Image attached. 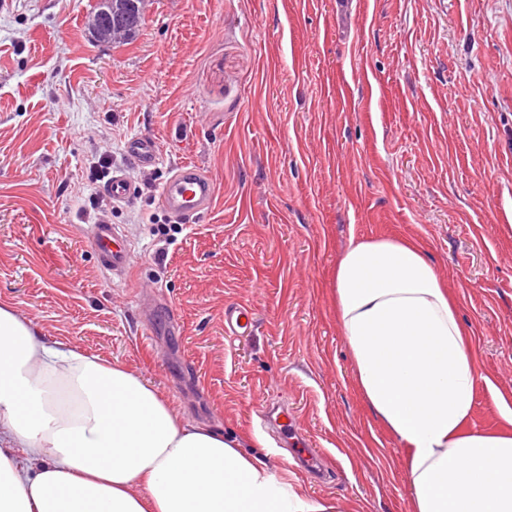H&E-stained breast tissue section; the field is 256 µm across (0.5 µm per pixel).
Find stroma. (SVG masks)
<instances>
[{"label":"stroma","mask_w":512,"mask_h":512,"mask_svg":"<svg viewBox=\"0 0 512 512\" xmlns=\"http://www.w3.org/2000/svg\"><path fill=\"white\" fill-rule=\"evenodd\" d=\"M96 0H0V301L118 362L344 512H410L406 455L354 381L333 304L351 241L427 251L479 373L470 425L512 403V0H148L130 41ZM146 133L160 161L124 146ZM135 188L106 194L99 160ZM192 162L212 208L160 193ZM104 213L124 277L85 229ZM247 307L252 324L224 326ZM288 409L289 430L257 427ZM305 438L333 469L293 459Z\"/></svg>","instance_id":"obj_1"}]
</instances>
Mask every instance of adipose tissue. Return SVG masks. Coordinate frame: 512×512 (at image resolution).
Masks as SVG:
<instances>
[{
    "instance_id": "1",
    "label": "adipose tissue",
    "mask_w": 512,
    "mask_h": 512,
    "mask_svg": "<svg viewBox=\"0 0 512 512\" xmlns=\"http://www.w3.org/2000/svg\"><path fill=\"white\" fill-rule=\"evenodd\" d=\"M355 382L405 448L412 512H512V433L469 425L481 380L426 252L354 240L333 280ZM0 512H335L119 363L0 303Z\"/></svg>"
}]
</instances>
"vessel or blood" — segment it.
I'll return each mask as SVG.
<instances>
[{"label": "vessel or blood", "mask_w": 512, "mask_h": 512, "mask_svg": "<svg viewBox=\"0 0 512 512\" xmlns=\"http://www.w3.org/2000/svg\"><path fill=\"white\" fill-rule=\"evenodd\" d=\"M127 153L139 166L155 165L159 149L155 139L148 135L133 137L127 143ZM215 198V184L210 176L196 166L184 164L177 168L161 191L163 206L177 216L190 218L209 209ZM86 235L107 270L126 271L129 253L115 237L108 224H92Z\"/></svg>", "instance_id": "1"}]
</instances>
